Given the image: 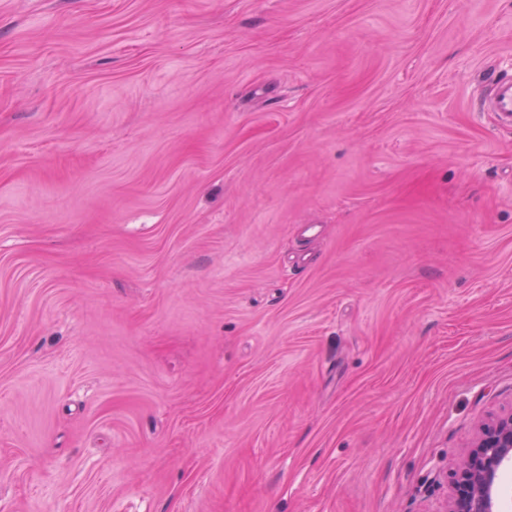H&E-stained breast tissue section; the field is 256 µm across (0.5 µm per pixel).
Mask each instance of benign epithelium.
<instances>
[{
    "label": "benign epithelium",
    "instance_id": "obj_1",
    "mask_svg": "<svg viewBox=\"0 0 512 512\" xmlns=\"http://www.w3.org/2000/svg\"><path fill=\"white\" fill-rule=\"evenodd\" d=\"M512 460V412L485 424L451 474L448 512H496L502 467Z\"/></svg>",
    "mask_w": 512,
    "mask_h": 512
}]
</instances>
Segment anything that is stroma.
Masks as SVG:
<instances>
[{"label": "stroma", "instance_id": "35a3bbf8", "mask_svg": "<svg viewBox=\"0 0 512 512\" xmlns=\"http://www.w3.org/2000/svg\"><path fill=\"white\" fill-rule=\"evenodd\" d=\"M512 0H0V512H445L512 409ZM482 106L495 115L498 126L512 129V79L493 76Z\"/></svg>", "mask_w": 512, "mask_h": 512}]
</instances>
